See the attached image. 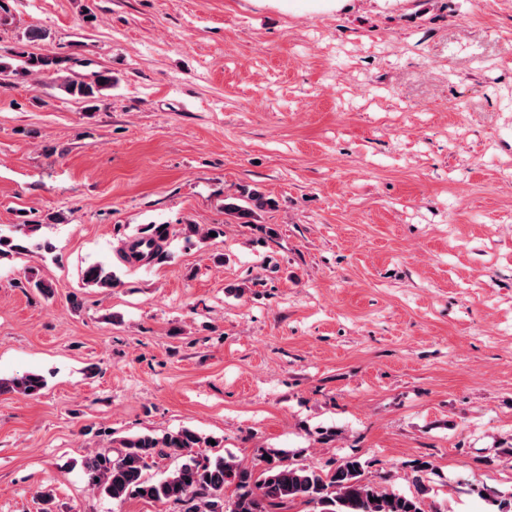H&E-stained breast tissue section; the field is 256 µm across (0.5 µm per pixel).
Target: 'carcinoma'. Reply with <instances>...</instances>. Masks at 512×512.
I'll return each instance as SVG.
<instances>
[{
	"instance_id": "1",
	"label": "carcinoma",
	"mask_w": 512,
	"mask_h": 512,
	"mask_svg": "<svg viewBox=\"0 0 512 512\" xmlns=\"http://www.w3.org/2000/svg\"><path fill=\"white\" fill-rule=\"evenodd\" d=\"M18 65L0 60V80L11 76H27L34 70L59 71L63 60L58 57L33 56L24 48L12 54ZM112 86V72L100 71L90 82H71L67 92L90 102L104 89ZM274 201L256 190H242L224 204L225 213L238 219H249L253 209L273 206ZM58 216L48 215L42 222L24 223L11 234L0 233V259L22 256L32 249H52L46 240L35 241L43 226L55 224ZM169 229L165 224H152L134 237L117 253L124 266L152 262L167 255ZM89 287L112 289L119 283L112 268L93 265L82 275ZM45 387V379L34 373L0 380V391L16 392L31 397ZM117 456L111 449L94 451L82 460V468L92 486L117 503L137 496L160 503L194 502V512H281L296 501L313 503L316 512H425L424 495L427 487L424 475L430 463L414 465L417 491L403 494L385 491L363 479L364 466L357 456L342 460L334 468L321 471L300 466L281 453L269 452L262 459L265 468L260 473L237 462L233 457L202 453L209 440L190 429H181L161 438L142 434L120 442ZM172 454L184 461L165 478L155 481L149 471L157 460ZM234 486L235 495L230 509H224V487ZM477 494L495 507V512H512V493L476 488Z\"/></svg>"
}]
</instances>
